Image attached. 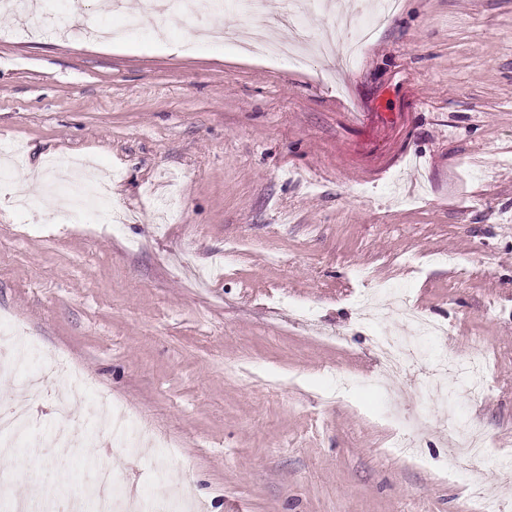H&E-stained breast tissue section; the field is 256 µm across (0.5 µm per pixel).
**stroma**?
I'll return each instance as SVG.
<instances>
[{
	"label": "stroma",
	"instance_id": "obj_1",
	"mask_svg": "<svg viewBox=\"0 0 512 512\" xmlns=\"http://www.w3.org/2000/svg\"><path fill=\"white\" fill-rule=\"evenodd\" d=\"M305 2L304 67L186 43L201 12L147 51L0 12V339L25 346L0 405L49 374L32 436L0 456L13 495L32 470L48 498L86 492L111 443L104 391L161 440L111 444L148 501L187 479L202 512H481L476 485L512 503V0L358 13L375 33L347 65L315 52L340 29ZM220 20L288 17L228 0ZM57 155L104 177L82 211L43 199ZM394 288L448 327L415 337L403 391L371 338L407 324L356 318L360 293ZM477 353L486 399L451 373L444 400L483 428L474 471L452 473L457 435L434 420L422 459L390 453L421 384ZM69 394L86 448L33 452Z\"/></svg>",
	"mask_w": 512,
	"mask_h": 512
}]
</instances>
